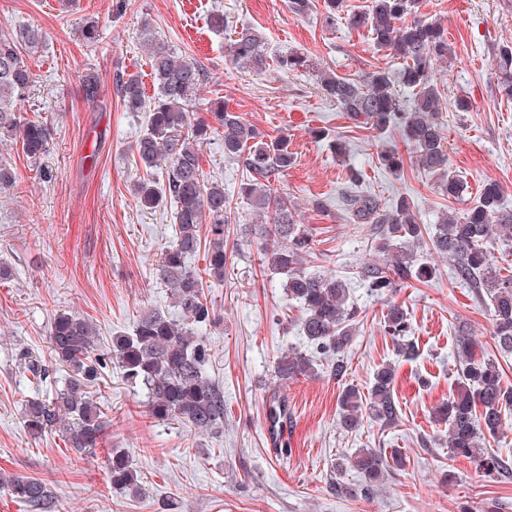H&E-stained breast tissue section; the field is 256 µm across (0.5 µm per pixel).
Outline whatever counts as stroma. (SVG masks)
I'll return each instance as SVG.
<instances>
[{
  "label": "stroma",
  "instance_id": "1",
  "mask_svg": "<svg viewBox=\"0 0 512 512\" xmlns=\"http://www.w3.org/2000/svg\"><path fill=\"white\" fill-rule=\"evenodd\" d=\"M0 0V30L36 25L45 43L23 59L34 83L21 116L51 129L48 150L31 160L19 145L0 138L14 182L0 185V472L44 481L50 512H512V472L491 477L472 460L450 458L447 430L433 410L457 387L459 337L475 338L512 386V353L493 336L492 308L484 290L464 281L448 259L420 247L418 261L434 268L432 280L410 282L392 296L377 295L358 276L362 262L382 240L375 224H351L338 193L354 167L363 190L384 205L408 199L419 224L434 231L443 213L461 211L483 182L495 180L512 208V101L502 98L492 67L498 43L512 40V0H416L418 16L441 20L452 61H435L442 95L438 120L450 171L467 185L462 199L448 197L437 175L405 162L393 174L377 151L402 147L400 129L375 135L324 97L315 70L257 74L228 56L230 38L260 30L270 58L305 53L323 68L356 80L380 67L399 72L400 59L377 52L366 29L346 20L327 24L323 0L307 14L292 13L285 0ZM223 30L211 27L213 12ZM96 21L99 39L86 45L78 30ZM153 36L207 70L205 98H219L267 135H287L293 165L271 183L288 193L312 231L314 275L336 274L349 288L355 313L353 338L344 359L348 371L336 381L330 356L316 353L300 329L302 311L282 288L281 276L265 272L239 193L242 168L224 157L220 138L201 149L209 179L223 182L237 221L225 231L232 256L222 285L206 288L220 322L204 329L212 345L211 378L224 391V424L200 433L177 419L145 416L141 390L125 384L117 366L104 369L92 395L108 415L100 443L86 456L73 453L57 433H30L22 420L25 400L50 396L63 386L66 368L52 363L48 331L55 316L78 314L96 325L100 347L113 333L131 330L136 314L153 308L178 317L169 290L157 277L173 235L174 206L139 208L131 188L139 178L130 152L146 127L143 113L124 111L114 88L118 74L138 76L154 94L143 23ZM98 81L88 103L84 79ZM467 111L455 108L457 97ZM324 138H315V131ZM344 143L337 153L336 143ZM328 200L316 211L314 198ZM407 313L416 355L397 356L384 327L388 302ZM314 357L319 373L280 382L273 371L282 353ZM40 360L47 382L36 383L24 362ZM396 367L395 423L365 421L356 431L339 424L343 384L367 392L375 369ZM287 397L292 418L273 442L266 422L272 394ZM129 450L141 477L133 495L113 489L107 457ZM360 448L400 451L404 471L366 490L349 468Z\"/></svg>",
  "mask_w": 512,
  "mask_h": 512
}]
</instances>
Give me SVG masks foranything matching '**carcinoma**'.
Instances as JSON below:
<instances>
[{"mask_svg": "<svg viewBox=\"0 0 512 512\" xmlns=\"http://www.w3.org/2000/svg\"><path fill=\"white\" fill-rule=\"evenodd\" d=\"M414 8L415 0H370L367 9L351 12L347 20L356 29H366L377 50L403 60V82L412 90L411 101L395 93L386 68L367 73L359 82L322 70L320 88L352 120L370 125L378 134L400 128L416 166L442 175L445 191L456 199L465 187L448 175V154L437 122L441 94L432 76L434 61L453 57L454 50L448 44L447 29L436 20L416 17ZM143 30L150 35L147 42L156 92L148 99L137 76L120 74L116 76V92L125 111L149 113L146 129L132 149L134 163L143 171L132 192L141 208L155 209L166 199L174 204L175 235L162 253L158 276L171 289L182 319L155 309L143 310L132 331L113 336L112 348L99 353L96 328L90 320L73 314L55 318L48 333L50 357L56 364L68 366L71 375L52 397L26 401L24 422L36 434L58 430L81 456L97 445L106 429L105 414L91 398L90 387L109 362L119 366L128 383L145 391L146 416L154 420L178 418L202 433L224 423V391L208 376L211 346L200 335L202 329L218 323L204 282L224 281V226L232 223L231 201L224 194V185L207 180L201 162V147L218 133L224 158L245 171L241 194L249 202L260 231L262 265L284 277L288 299L304 310L302 331L307 341L336 355L331 375L340 382L348 371L344 352L352 340L353 319L348 289L334 275L305 273L304 265L315 255V240L300 224L294 202L271 184L276 172L293 163L288 137H267L221 101L210 102L208 115L192 118V108L206 85V71L198 60L179 56L151 37L149 21L143 22ZM44 38L42 30L33 25L0 32V134L17 135L22 152L33 160L47 151L51 132L43 121L23 120L18 115L32 87L22 50L38 49ZM227 52L234 62L255 73L270 67L264 40L256 31L240 33L230 41ZM493 62L498 92L512 100V43L497 46ZM277 66L294 72L309 68L311 63L309 57L291 53L278 59ZM378 160L393 173L403 170V158L396 148L379 153ZM163 163L169 168L166 180L159 183L154 171ZM361 179L357 169L348 171L340 193L343 210L349 223L378 224L384 234L379 257L360 266V279L371 291L383 294L413 279L423 282L433 277L431 267L417 266L406 252L393 251L397 244L424 241L407 200L401 197L383 207L376 195L359 189ZM204 223L210 224L206 245L200 234ZM492 238L512 243V209L503 208L500 186L489 181L462 214L445 215L429 241L436 253L454 262L460 278L473 280L486 290L492 302L493 336L503 351L512 352V276H502L493 267L486 248ZM202 249L206 267L201 273L191 268L187 259ZM384 323L396 342L397 354L412 358L414 347L402 342L409 332L405 310L396 303L389 304ZM477 348L478 343L471 338L458 341L457 391L437 408L436 417L448 424L451 457L472 459L485 474L495 476L506 469V462L484 447L483 440L500 433L504 415L512 410V386L503 385L498 366L478 356ZM275 371L285 382L315 375L313 361L297 351L280 356ZM394 379V367L384 364L374 372L367 396L354 386H343L338 400L341 426L356 430L366 414L386 424L395 422ZM288 416L286 397H273L268 414L271 429L286 424ZM406 462L400 452L386 455L377 448H360L350 459L368 489L386 475L404 470ZM108 474L112 488L138 492V473L129 452L112 451ZM0 487L37 512L49 509L48 488L38 479L1 474Z\"/></svg>", "mask_w": 512, "mask_h": 512, "instance_id": "carcinoma-1", "label": "carcinoma"}]
</instances>
